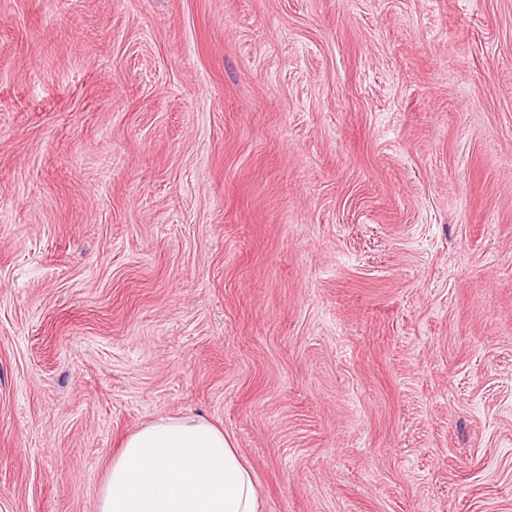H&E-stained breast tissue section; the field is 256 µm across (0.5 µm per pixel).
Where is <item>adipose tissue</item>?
I'll return each mask as SVG.
<instances>
[{"label": "adipose tissue", "mask_w": 512, "mask_h": 512, "mask_svg": "<svg viewBox=\"0 0 512 512\" xmlns=\"http://www.w3.org/2000/svg\"><path fill=\"white\" fill-rule=\"evenodd\" d=\"M255 475L223 430L164 417L130 434L113 458L97 512H263Z\"/></svg>", "instance_id": "obj_1"}]
</instances>
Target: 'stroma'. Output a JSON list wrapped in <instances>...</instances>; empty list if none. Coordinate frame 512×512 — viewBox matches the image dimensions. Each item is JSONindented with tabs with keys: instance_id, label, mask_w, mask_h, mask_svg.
<instances>
[{
	"instance_id": "obj_1",
	"label": "stroma",
	"mask_w": 512,
	"mask_h": 512,
	"mask_svg": "<svg viewBox=\"0 0 512 512\" xmlns=\"http://www.w3.org/2000/svg\"><path fill=\"white\" fill-rule=\"evenodd\" d=\"M197 414L265 512H512V0H0V512Z\"/></svg>"
}]
</instances>
